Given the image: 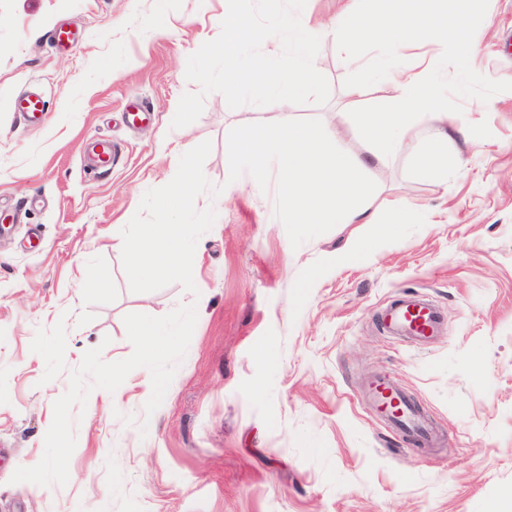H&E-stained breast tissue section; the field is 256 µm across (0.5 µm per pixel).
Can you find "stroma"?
Returning a JSON list of instances; mask_svg holds the SVG:
<instances>
[{"label": "stroma", "instance_id": "1", "mask_svg": "<svg viewBox=\"0 0 512 512\" xmlns=\"http://www.w3.org/2000/svg\"><path fill=\"white\" fill-rule=\"evenodd\" d=\"M225 0H0V512H512V0H478L466 47L406 51L448 103L444 179L412 152L366 174L371 204L418 214L377 224H292L273 190L227 187L224 143L260 111L224 104V61L208 37ZM80 34L55 49L54 27ZM388 51L340 58L314 46L317 87L270 115L341 127L363 151L349 83ZM36 92L41 120L15 112ZM181 106L184 126L168 123ZM150 112L127 122V110ZM110 139V171H87L88 141ZM211 142L203 171L217 218L195 256L196 292H132L118 242L144 193L166 185L182 142ZM107 285L90 289L97 271ZM416 293L445 327L420 347L384 332L382 308ZM196 304L197 323L161 406L129 374L91 391L66 485L15 483L41 459L53 404L87 350L130 357L125 315ZM386 376L436 423L419 449L364 392ZM147 431H140V424Z\"/></svg>", "mask_w": 512, "mask_h": 512}]
</instances>
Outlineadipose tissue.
I'll return each instance as SVG.
<instances>
[{
	"instance_id": "1",
	"label": "adipose tissue",
	"mask_w": 512,
	"mask_h": 512,
	"mask_svg": "<svg viewBox=\"0 0 512 512\" xmlns=\"http://www.w3.org/2000/svg\"><path fill=\"white\" fill-rule=\"evenodd\" d=\"M356 0L343 4L329 25L303 11L284 14L270 26L246 30L233 10H225L210 40L224 58L227 92L254 96L271 110L288 96L303 97L313 88L318 67L311 55L313 40L333 30L344 57L364 46L394 49L410 45L458 46L464 42L472 0H372L359 10ZM258 42L261 51L241 63L239 49ZM376 76L395 85L381 107L358 113L357 153L342 147V130L319 131L300 123L269 125L245 118L240 133L225 144L231 166L244 170L256 189L275 188L281 208L292 224H370V205L364 175L372 164L399 153L418 126L431 130L415 160L422 171L448 172V109L432 75L382 62Z\"/></svg>"
}]
</instances>
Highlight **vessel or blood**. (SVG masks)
Listing matches in <instances>:
<instances>
[{"instance_id":"vessel-or-blood-1","label":"vessel or blood","mask_w":512,"mask_h":512,"mask_svg":"<svg viewBox=\"0 0 512 512\" xmlns=\"http://www.w3.org/2000/svg\"><path fill=\"white\" fill-rule=\"evenodd\" d=\"M15 111L28 121L37 120L46 110L41 95L31 94L16 98ZM380 323L389 334L416 344L426 342L443 325L439 309L431 301L416 294H409L387 305L379 315ZM367 397L382 419L416 443L432 444L439 432L423 410L404 390L388 379L372 380Z\"/></svg>"}]
</instances>
